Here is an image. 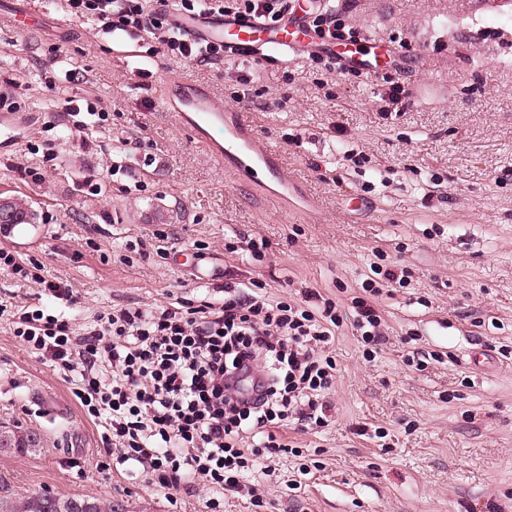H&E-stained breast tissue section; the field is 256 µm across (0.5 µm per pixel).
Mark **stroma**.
Returning a JSON list of instances; mask_svg holds the SVG:
<instances>
[{
  "label": "stroma",
  "mask_w": 512,
  "mask_h": 512,
  "mask_svg": "<svg viewBox=\"0 0 512 512\" xmlns=\"http://www.w3.org/2000/svg\"><path fill=\"white\" fill-rule=\"evenodd\" d=\"M32 8L42 29L0 22V90L16 102V137L0 145V196L38 216L0 249L39 264L72 291L58 300L0 268V425L36 431L35 454L0 452V498L49 491L112 501L116 512H211L206 488L185 493L113 463L103 429L73 382L26 349L13 314L43 307L83 333L99 312L177 300L215 301L228 280L277 300L361 282L376 252L410 277L382 301L387 342L365 360L351 328L335 338L338 374L327 427L283 433L319 449L225 494L223 512H512V0H336L362 44L394 63L355 78L306 55L199 65L165 54L118 57L112 36L71 16L65 0H0ZM409 94L382 109L391 84ZM245 113L293 187L283 209L238 179L168 108L182 88ZM93 102L110 117L79 133L61 106ZM55 146L44 161L38 149ZM365 161L354 165L350 149ZM123 172L108 178L114 159ZM169 234L166 258L150 244ZM267 243L253 259L249 241ZM143 241L144 254L128 251ZM205 250H196V242ZM424 369L409 366L415 351Z\"/></svg>",
  "instance_id": "obj_1"
}]
</instances>
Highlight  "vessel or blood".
Here are the masks:
<instances>
[{
	"instance_id": "1",
	"label": "vessel or blood",
	"mask_w": 512,
	"mask_h": 512,
	"mask_svg": "<svg viewBox=\"0 0 512 512\" xmlns=\"http://www.w3.org/2000/svg\"><path fill=\"white\" fill-rule=\"evenodd\" d=\"M183 31L191 37L220 41L232 58L257 56L269 53L280 57L300 53L308 49L336 58L344 67L366 74L376 73L379 63L376 57L361 54L356 46L335 44L319 38L308 26L306 9L295 6L294 10L274 26L256 19H240L231 16L214 17L207 14L180 18ZM179 122L190 128L198 138L207 142L209 150L223 157L224 162L241 179L262 185V175L276 172L278 157L270 149L257 144L251 123L243 113L218 108L212 97L202 96L192 90H184L178 103L172 104ZM223 126V142L207 137V130Z\"/></svg>"
}]
</instances>
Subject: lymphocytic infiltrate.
Masks as SVG:
<instances>
[{"mask_svg":"<svg viewBox=\"0 0 512 512\" xmlns=\"http://www.w3.org/2000/svg\"><path fill=\"white\" fill-rule=\"evenodd\" d=\"M68 12L106 33H149L179 62L224 61V45L188 36L177 16L207 13L278 22L291 0H66ZM393 266H372L351 302L366 357L386 341L378 299L402 283ZM14 334L63 374L102 423L118 464L151 473L165 489L204 482L219 497L239 489L260 460L288 453L281 430L296 421L328 426L336 360L328 347L344 325L341 304L319 291L273 301L239 283L220 302L100 312L75 336L69 322L21 307Z\"/></svg>","mask_w":512,"mask_h":512,"instance_id":"lymphocytic-infiltrate-1","label":"lymphocytic infiltrate"}]
</instances>
